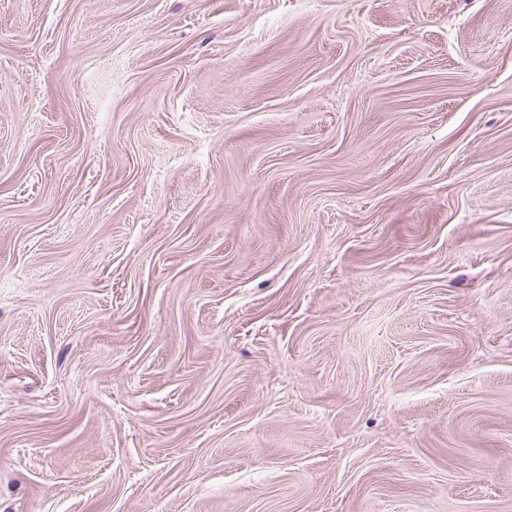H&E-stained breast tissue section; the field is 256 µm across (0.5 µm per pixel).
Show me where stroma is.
<instances>
[{
    "label": "stroma",
    "mask_w": 512,
    "mask_h": 512,
    "mask_svg": "<svg viewBox=\"0 0 512 512\" xmlns=\"http://www.w3.org/2000/svg\"><path fill=\"white\" fill-rule=\"evenodd\" d=\"M0 512H512V0H0Z\"/></svg>",
    "instance_id": "stroma-1"
}]
</instances>
